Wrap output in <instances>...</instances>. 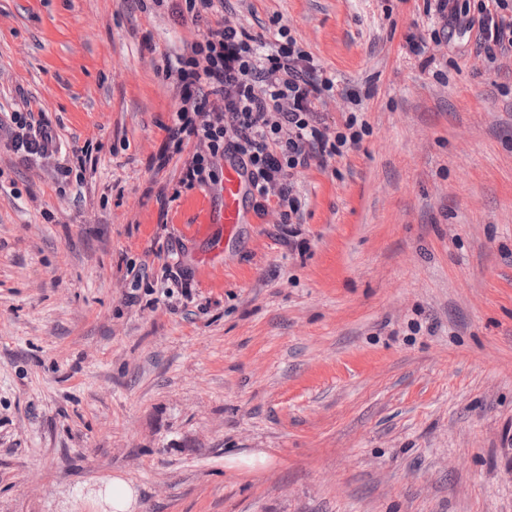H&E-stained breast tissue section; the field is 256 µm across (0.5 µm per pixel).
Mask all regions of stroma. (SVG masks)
Instances as JSON below:
<instances>
[{
	"instance_id": "stroma-1",
	"label": "stroma",
	"mask_w": 512,
	"mask_h": 512,
	"mask_svg": "<svg viewBox=\"0 0 512 512\" xmlns=\"http://www.w3.org/2000/svg\"><path fill=\"white\" fill-rule=\"evenodd\" d=\"M151 3L0 0V113L63 149L0 150V512H112L116 477L134 512H512V57L411 53L426 0H242L370 132L206 277L147 195L184 32ZM6 131L3 143L7 151L20 154L24 161H48L61 152V144L43 114L32 112L26 99L23 110L1 112L0 131Z\"/></svg>"
}]
</instances>
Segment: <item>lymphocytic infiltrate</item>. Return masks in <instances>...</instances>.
<instances>
[{
	"label": "lymphocytic infiltrate",
	"mask_w": 512,
	"mask_h": 512,
	"mask_svg": "<svg viewBox=\"0 0 512 512\" xmlns=\"http://www.w3.org/2000/svg\"><path fill=\"white\" fill-rule=\"evenodd\" d=\"M178 24L200 27L168 60L175 106L165 125L163 164L171 165L159 184L160 217L183 192L219 185L224 159L245 167L252 210L262 223L298 224L305 201L293 177L326 168L329 158L358 147L369 132L361 113L330 126L323 108L336 91L310 52L287 26L271 38L252 33L237 17L232 0H152ZM443 29L475 32L485 64L512 55V0H480L477 15L458 0H433ZM1 146L24 161H47L61 151L55 133L31 107L0 114Z\"/></svg>",
	"instance_id": "f902f5d3"
}]
</instances>
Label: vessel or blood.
<instances>
[{
    "label": "vessel or blood",
    "instance_id": "vessel-or-blood-1",
    "mask_svg": "<svg viewBox=\"0 0 512 512\" xmlns=\"http://www.w3.org/2000/svg\"><path fill=\"white\" fill-rule=\"evenodd\" d=\"M247 175L241 165L228 160L216 192H196L187 195L175 222L183 233L194 239L209 240L211 250L201 262L209 272H217L224 255V236L233 233L237 225L249 223L244 206Z\"/></svg>",
    "mask_w": 512,
    "mask_h": 512
}]
</instances>
